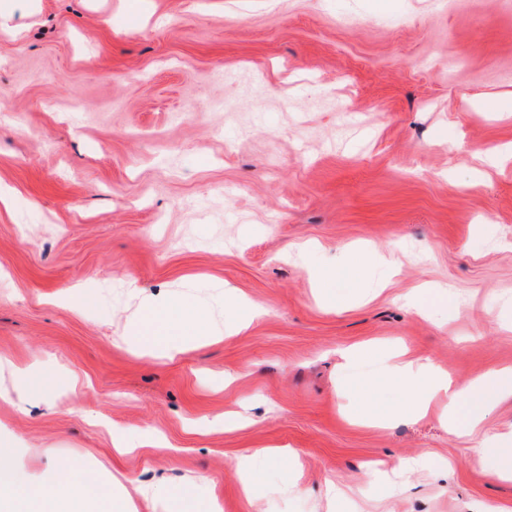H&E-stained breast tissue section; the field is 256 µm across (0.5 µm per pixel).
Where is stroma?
Wrapping results in <instances>:
<instances>
[{"label": "stroma", "mask_w": 512, "mask_h": 512, "mask_svg": "<svg viewBox=\"0 0 512 512\" xmlns=\"http://www.w3.org/2000/svg\"><path fill=\"white\" fill-rule=\"evenodd\" d=\"M0 356L50 379L0 435L26 466L117 469L180 487L205 474L224 512H485L512 507L440 405L387 428L399 346L459 383L512 368V0H0ZM311 242L316 253L299 256ZM353 298L326 308L308 268ZM387 281L376 292L379 281ZM426 314L405 304L422 284ZM79 286L80 313L56 303ZM268 313L171 361L134 354L137 308L190 299L223 328L225 287ZM235 381L225 385V374ZM377 382L365 405L357 387ZM228 410L251 425L214 429ZM167 456L112 452V427ZM268 463L256 503L238 455ZM420 465L399 476L403 459ZM298 482L299 492L288 490ZM341 489L330 500L329 486ZM264 458L269 462L291 463L293 454L288 446L268 448L249 454H241L237 457V468L241 477V490L247 498L254 495L256 474L259 472L258 459Z\"/></svg>", "instance_id": "35a3bbf8"}]
</instances>
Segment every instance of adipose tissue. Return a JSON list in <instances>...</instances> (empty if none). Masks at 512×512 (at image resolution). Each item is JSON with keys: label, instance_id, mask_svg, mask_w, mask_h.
I'll return each mask as SVG.
<instances>
[{"label": "adipose tissue", "instance_id": "ef3b65f1", "mask_svg": "<svg viewBox=\"0 0 512 512\" xmlns=\"http://www.w3.org/2000/svg\"><path fill=\"white\" fill-rule=\"evenodd\" d=\"M141 313L138 350L143 355L171 360L206 337L204 323L189 308L173 311L146 305ZM386 354L398 390L393 412H425L436 394H446L448 414L444 423L454 435L477 436L476 429L484 416L500 399L512 395L511 368L460 384L430 360L408 358L404 349L390 347ZM477 438L482 469L494 479L511 481L512 433ZM21 458L20 449L0 441V512H84L85 505L92 501L98 503L99 512H124L123 503L113 501L111 491L93 488L90 472L81 466L48 463L33 471L23 465ZM140 495L152 505L168 507L184 499L201 504L203 512H224L222 495L204 478L179 488L163 483L149 485Z\"/></svg>", "mask_w": 512, "mask_h": 512}]
</instances>
